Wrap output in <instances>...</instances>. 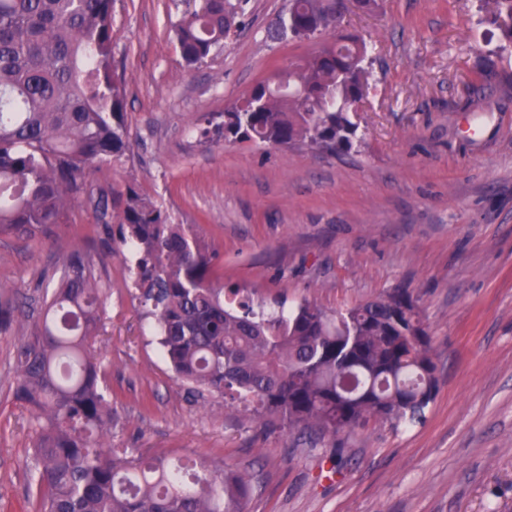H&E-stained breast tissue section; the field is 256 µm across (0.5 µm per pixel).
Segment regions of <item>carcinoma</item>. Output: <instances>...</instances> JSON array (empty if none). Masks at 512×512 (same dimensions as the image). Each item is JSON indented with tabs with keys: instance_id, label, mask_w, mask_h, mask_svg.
<instances>
[{
	"instance_id": "obj_1",
	"label": "carcinoma",
	"mask_w": 512,
	"mask_h": 512,
	"mask_svg": "<svg viewBox=\"0 0 512 512\" xmlns=\"http://www.w3.org/2000/svg\"><path fill=\"white\" fill-rule=\"evenodd\" d=\"M175 25L184 62H204L234 24L228 0H183ZM500 40L512 46V0H487ZM340 0H289L272 34L300 40L336 30ZM370 61L355 36L335 39L259 82L240 104L204 117L203 137L264 146L298 143L335 153L353 145L351 112L366 96ZM124 88L114 75L112 0H0V236L69 223L85 173L123 165L130 150ZM112 219L132 256L131 287L152 316L176 377L221 392L275 428L336 438L374 419L424 417L438 383L431 339L410 294L327 311L285 310L213 283L216 250L192 224H173L128 185ZM42 317L15 361L14 398L30 411L39 512H245L251 480L190 459L143 460L112 447V398L90 353L102 295L72 252ZM25 316L0 291V333Z\"/></svg>"
}]
</instances>
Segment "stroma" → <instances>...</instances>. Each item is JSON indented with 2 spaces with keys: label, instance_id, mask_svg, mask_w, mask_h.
I'll return each mask as SVG.
<instances>
[{
  "label": "stroma",
  "instance_id": "1",
  "mask_svg": "<svg viewBox=\"0 0 512 512\" xmlns=\"http://www.w3.org/2000/svg\"><path fill=\"white\" fill-rule=\"evenodd\" d=\"M180 0H112L130 155L86 173L69 223L0 238V284L43 310L44 277L85 253L104 292L92 344L112 391V445L247 474L246 512H512V48L482 0H379L336 36L362 39L371 87L339 155L202 139L316 40L267 36L288 0H248L206 63L183 62ZM132 184L219 253L215 279L327 310L400 288L417 298L438 387L419 423L369 421L313 444L224 394L176 379L134 297L99 200ZM28 325L0 334V512H36L29 411L13 397Z\"/></svg>",
  "mask_w": 512,
  "mask_h": 512
}]
</instances>
